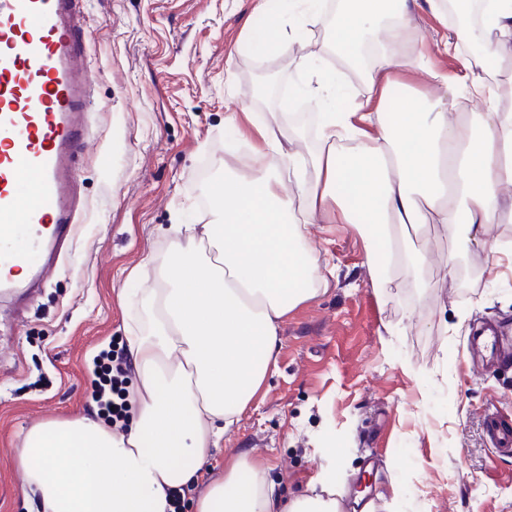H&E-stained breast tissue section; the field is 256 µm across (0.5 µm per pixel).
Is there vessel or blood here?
Here are the masks:
<instances>
[{"label":"vessel or blood","instance_id":"1","mask_svg":"<svg viewBox=\"0 0 512 512\" xmlns=\"http://www.w3.org/2000/svg\"><path fill=\"white\" fill-rule=\"evenodd\" d=\"M86 0H0V295L42 283L77 223L73 160L88 143L94 85L79 12ZM467 352L493 369L512 361L498 325L472 331ZM493 447L512 450V419L489 413Z\"/></svg>","mask_w":512,"mask_h":512}]
</instances>
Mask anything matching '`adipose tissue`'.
<instances>
[{
    "label": "adipose tissue",
    "mask_w": 512,
    "mask_h": 512,
    "mask_svg": "<svg viewBox=\"0 0 512 512\" xmlns=\"http://www.w3.org/2000/svg\"><path fill=\"white\" fill-rule=\"evenodd\" d=\"M452 3L479 16L456 23L451 43H493L512 58V0H338L313 57L359 67L366 94L336 112L327 96L338 80L316 72L310 97L322 114L308 143L250 107L225 113V126H250L244 171L225 168L205 221L171 225L153 287L117 294L133 309L138 413L120 431L90 413L28 428L11 462L37 512H168L178 488L192 490L193 512H340L332 474L319 477L322 494L292 498L245 452L203 474L275 366L283 321L327 285L311 225H369L365 259L380 292L393 284L386 255L427 287L409 244L426 225L497 253L486 229L512 213V109L479 57L457 79L412 46L420 12L444 23ZM461 82L482 111L459 113Z\"/></svg>",
    "instance_id": "obj_1"
}]
</instances>
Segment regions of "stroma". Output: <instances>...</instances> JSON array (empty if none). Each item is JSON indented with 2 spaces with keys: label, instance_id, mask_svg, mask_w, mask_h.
Returning a JSON list of instances; mask_svg holds the SVG:
<instances>
[{
  "label": "stroma",
  "instance_id": "35a3bbf8",
  "mask_svg": "<svg viewBox=\"0 0 512 512\" xmlns=\"http://www.w3.org/2000/svg\"><path fill=\"white\" fill-rule=\"evenodd\" d=\"M255 0H89L87 42L94 97L92 151L75 171L85 220L48 282L25 301L0 299V512H28L11 454L30 426L85 410L111 425L94 398L126 358L127 316L117 289L130 269L160 260L162 230L205 215L213 185L232 163L235 133L224 115L251 104L274 113L294 102L292 128L310 136L314 105L301 57L326 26L300 30L288 55L263 56L251 32ZM446 30L424 17L417 46L462 73V56L441 54ZM278 79L252 103L257 74ZM500 254L425 229L435 291L378 292L362 238L347 224H315L311 245L333 267L326 293L298 306L283 326L275 368L225 435L210 475L245 451L288 496L337 471L345 506L372 499L376 512H512V451L492 448L486 413L512 416V371L475 368L467 337L483 320L512 324V222L494 224ZM456 254L459 268L449 269Z\"/></svg>",
  "mask_w": 512,
  "mask_h": 512
}]
</instances>
